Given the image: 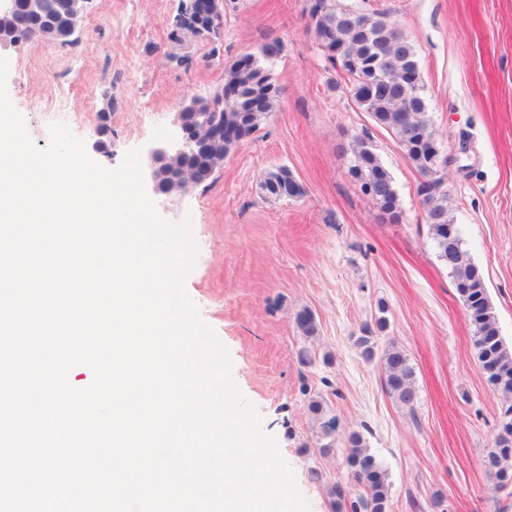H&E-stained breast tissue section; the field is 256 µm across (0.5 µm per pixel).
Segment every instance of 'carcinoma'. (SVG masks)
I'll list each match as a JSON object with an SVG mask.
<instances>
[{
    "label": "carcinoma",
    "mask_w": 512,
    "mask_h": 512,
    "mask_svg": "<svg viewBox=\"0 0 512 512\" xmlns=\"http://www.w3.org/2000/svg\"><path fill=\"white\" fill-rule=\"evenodd\" d=\"M44 2L45 9L37 13L28 8V0H14L11 9L0 11V36L8 38L14 48L36 38L63 45L72 42L82 18L79 0ZM203 2L210 5L209 16L192 26L185 24L183 13H177L170 33L172 40L180 42L186 33L218 32L224 0ZM310 19L317 43L332 66L348 80L358 106L396 135L409 163L424 177L419 195L437 257L447 266L466 315L475 327L480 369L507 402L501 432L488 451V461L496 468L498 487H512V350L500 335L482 272L463 250L459 228L448 215L444 179L448 159L428 152L436 135L427 117L414 46L385 14L363 13L340 0H313ZM281 51L278 41L264 43L258 53L243 56L224 68V89L220 94L210 101L194 98L177 113L178 124L191 131L197 148L186 146L159 160L153 170L158 193L173 195L191 185L206 183L224 166L227 155L259 128L279 94L266 64ZM351 147V174L362 192L375 202L385 218L398 220L401 210L393 178L373 146L365 138L355 136ZM264 188L276 198H298L304 194L302 184L286 168L269 173ZM295 324L306 338L319 333L314 315L307 310L296 314ZM380 364L387 394L398 404L414 408L418 391L407 355L395 346L388 347L382 351ZM344 453L354 486L346 489L337 483L331 487L330 512H389L388 468L358 432L350 434Z\"/></svg>",
    "instance_id": "1"
}]
</instances>
